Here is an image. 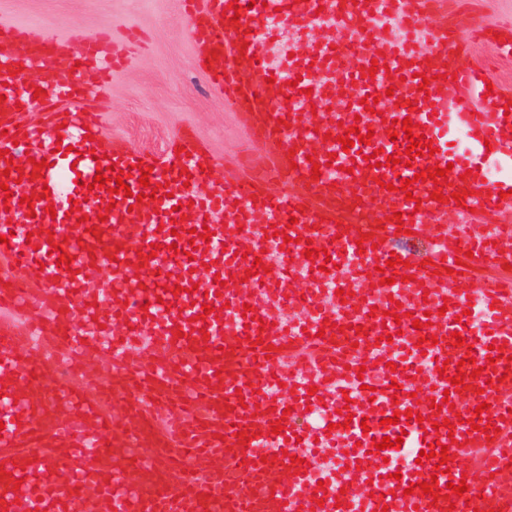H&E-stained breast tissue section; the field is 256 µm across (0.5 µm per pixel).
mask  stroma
Instances as JSON below:
<instances>
[{
    "label": "stroma",
    "mask_w": 512,
    "mask_h": 512,
    "mask_svg": "<svg viewBox=\"0 0 512 512\" xmlns=\"http://www.w3.org/2000/svg\"><path fill=\"white\" fill-rule=\"evenodd\" d=\"M2 22L27 24L35 36L47 25L63 36L75 27L88 33L109 27L145 40L127 66L80 87L94 96L103 148L121 142L158 156L179 131L188 130L216 164L242 149L244 135L233 112L197 67L182 0H0Z\"/></svg>",
    "instance_id": "stroma-1"
}]
</instances>
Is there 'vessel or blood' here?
<instances>
[{"mask_svg":"<svg viewBox=\"0 0 512 512\" xmlns=\"http://www.w3.org/2000/svg\"><path fill=\"white\" fill-rule=\"evenodd\" d=\"M229 2L185 0L188 32L205 61L200 71L248 135L245 150L225 159L223 172L210 171L206 150L187 131L152 158L120 145L101 150L94 113H69L58 139L15 126L0 113V202L27 216L33 232L13 236L9 225H0V236L10 237L0 243V256L10 262L0 305L33 309L37 335L21 361L15 337L0 333V468L7 473L0 479V512H65L90 483L97 487L98 512H198L207 499L212 512H442L449 506L512 512V398L501 394L503 384H512V296L491 280L477 293L469 287L481 268L512 262V178L491 176L492 169L512 168V115L505 113L512 91L457 35V17L471 0L453 6L447 0H237L234 24L224 15ZM272 13L277 27L261 33ZM324 15L345 31L336 49L316 53L306 45L289 65H268L269 49L284 32L313 29ZM472 28L479 39H498L500 54L512 56V18L492 25L476 16ZM5 39L10 49L0 51V94L12 106L34 101L33 87L18 86L17 67L52 71L74 59L106 73L128 61L105 29L64 37L48 25L34 37L12 25ZM423 75L430 78L424 94L418 90ZM348 80L357 90L342 113H308L306 88L332 93ZM367 99L377 100V113L366 112ZM405 118L412 119L414 135L437 149L412 158L409 168L403 164L408 142L400 136ZM354 126L374 136L369 144L343 148L337 138ZM392 131L397 139H389ZM16 143L31 156L20 172L2 155ZM392 154L398 163L389 162ZM371 155L377 167H369ZM39 161L44 169H36ZM100 165L123 170L130 194L115 193L112 180L94 186ZM435 166L449 168L448 186L415 180V173ZM144 169L157 192L137 203ZM381 177L386 185H378ZM406 178L411 185L404 192ZM436 188L438 201L430 198ZM46 189L62 198L55 214L22 205V196ZM464 189L472 221L452 231L448 214ZM90 204L110 209L94 233L80 222ZM396 211L403 221H393ZM176 218L186 231L209 227L210 239L195 238L187 254H174ZM491 223L498 226L493 236L484 231ZM270 226L276 234L268 238L263 230ZM411 231L431 240L426 258L403 248ZM309 238L327 248L330 271L313 265L301 277L286 260L247 276L268 245L290 246L294 257ZM55 244L71 257L70 267L51 254ZM395 254L400 264L378 272V261ZM460 258L466 265L458 273ZM130 263L169 275L181 292L165 291L152 279H124ZM203 264L212 277L200 284L193 271ZM105 267L114 278L112 325L103 338L87 328L97 313L91 283ZM404 272L408 281H398ZM351 277L358 287L345 301L316 305L303 320L287 317L288 289H343ZM378 297L386 298L388 317H371ZM474 301L483 322L473 336L459 317ZM246 304L253 308L248 316L241 313ZM206 305L212 313H203ZM396 310L403 313L398 322ZM423 318L427 326L414 328L413 320ZM459 335L464 345H456ZM46 345L78 357L110 351L111 391L94 401L61 385L56 366L41 355ZM296 345L313 355L284 375L282 357ZM415 349L431 356L433 371H391L401 352ZM470 349L479 352L478 364L466 362ZM477 365L482 372L475 378ZM459 371L462 391L449 382ZM312 386L313 396L307 393ZM285 387L291 400L280 396ZM417 389L450 403L430 408L414 400ZM317 402L328 411L311 429L296 430L285 420V408L300 414ZM468 402L490 403L496 435L483 430L489 417L457 423ZM110 406L122 411L124 426L107 416ZM408 411L422 422H401L388 433L405 436L419 451L446 445L448 473L436 474L431 459L407 465L393 482L365 467L340 469L326 492L316 493L309 484L312 463L282 456L261 461L260 449L269 443L337 454L372 447L387 434L381 418ZM447 419L452 428H444ZM276 420L285 423L277 435L271 432ZM102 439L109 451H98ZM468 446L483 451L470 466L462 462ZM181 447L195 449L192 466L200 480H188L179 465ZM134 449L148 465L131 484L117 464ZM430 479L441 488L463 481L468 489L456 501H434L417 488Z\"/></svg>","mask_w":512,"mask_h":512,"instance_id":"1","label":"vessel or blood"}]
</instances>
